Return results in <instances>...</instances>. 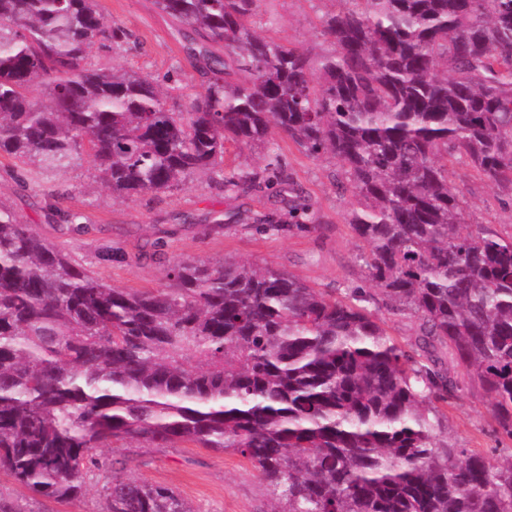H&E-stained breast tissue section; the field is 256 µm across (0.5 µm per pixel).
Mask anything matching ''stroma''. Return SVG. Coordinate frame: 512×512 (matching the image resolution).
Listing matches in <instances>:
<instances>
[{
  "label": "stroma",
  "instance_id": "stroma-1",
  "mask_svg": "<svg viewBox=\"0 0 512 512\" xmlns=\"http://www.w3.org/2000/svg\"><path fill=\"white\" fill-rule=\"evenodd\" d=\"M98 7L108 19L121 21L133 41L101 49L89 59V67L107 71L120 66L157 81L170 80L173 91L167 98L168 108L186 111L203 92L205 80L187 56L177 22L161 14L153 0H98ZM264 7L277 23L271 27L257 23L260 36L303 47L315 56L330 50L320 34V20L339 9L338 0H264ZM279 145L289 175L325 224L322 234L257 232L259 217L284 214L277 187L235 193L208 172L196 173L183 190L133 199L113 197L84 153L64 171L25 164L23 188L5 174L6 168L15 166V159L0 157V203L21 215L42 237L71 245L76 260L118 288H162L168 283L170 263L225 258L270 265L336 295L351 286H366L359 243L346 221L350 199L334 177L338 163L313 158L285 139ZM450 179L461 190L469 223L512 230V197L463 165L453 168ZM50 199L62 208L82 211L95 232L75 241L62 234L48 223L41 208ZM104 251L111 252V261H101ZM496 429L490 405L474 388L447 409L441 431L457 447L476 449L500 461L512 457V445H498ZM94 454L103 460L131 458L130 476L173 488L195 512H274L276 507L257 471L231 451L189 446L98 448Z\"/></svg>",
  "mask_w": 512,
  "mask_h": 512
}]
</instances>
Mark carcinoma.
<instances>
[{"label":"carcinoma","instance_id":"cac0c4a2","mask_svg":"<svg viewBox=\"0 0 512 512\" xmlns=\"http://www.w3.org/2000/svg\"><path fill=\"white\" fill-rule=\"evenodd\" d=\"M262 2L155 0L206 78L172 112L152 79L83 66L129 39L96 0H0V155L66 168L85 149L135 198L198 171L248 190L260 173L224 167L226 144L265 145L288 216L315 232L275 129L340 164L371 289L336 298L230 259L116 288L1 204L0 474L67 504L104 469L106 512H194L89 454L190 445L240 454L285 512H512V458L437 438L440 407L477 387L512 441V231L468 223L449 179L461 163L512 193V0H340L318 58L256 34ZM379 302L418 322L410 348Z\"/></svg>","mask_w":512,"mask_h":512}]
</instances>
